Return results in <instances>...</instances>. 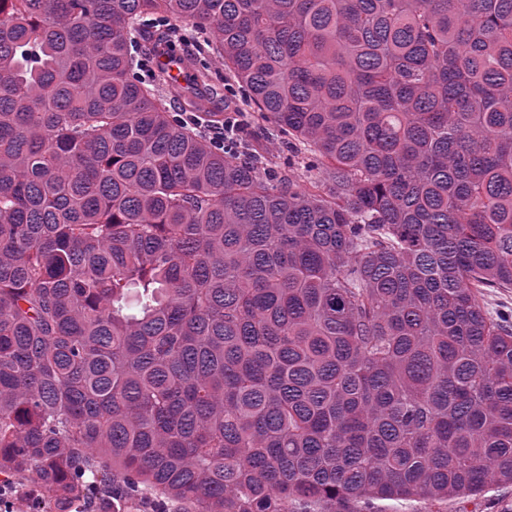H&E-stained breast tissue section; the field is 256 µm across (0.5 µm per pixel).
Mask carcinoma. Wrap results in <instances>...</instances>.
Wrapping results in <instances>:
<instances>
[{
  "mask_svg": "<svg viewBox=\"0 0 512 512\" xmlns=\"http://www.w3.org/2000/svg\"><path fill=\"white\" fill-rule=\"evenodd\" d=\"M180 23L309 185L141 79ZM191 109L224 113L200 78ZM512 0H0V497L383 512L512 486Z\"/></svg>",
  "mask_w": 512,
  "mask_h": 512,
  "instance_id": "carcinoma-1",
  "label": "carcinoma"
}]
</instances>
